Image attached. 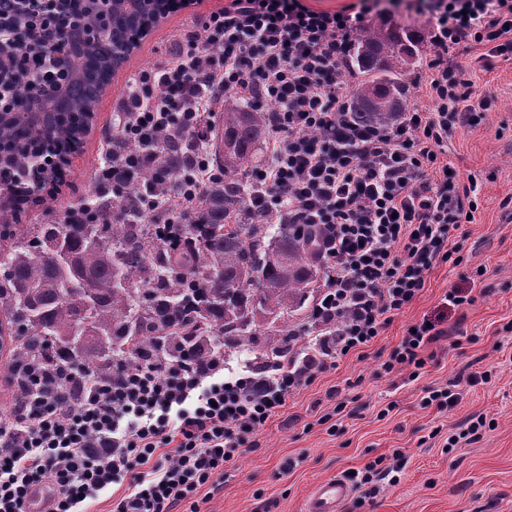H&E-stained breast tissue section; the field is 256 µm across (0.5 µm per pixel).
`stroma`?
I'll return each instance as SVG.
<instances>
[{
  "label": "stroma",
  "mask_w": 512,
  "mask_h": 512,
  "mask_svg": "<svg viewBox=\"0 0 512 512\" xmlns=\"http://www.w3.org/2000/svg\"><path fill=\"white\" fill-rule=\"evenodd\" d=\"M223 5L202 0L178 8L142 42L96 104L81 156L58 189L22 207L20 224L56 223L74 203L97 198V171L117 132L127 81L156 64L196 17ZM467 76L494 104L484 121L448 142L449 162L478 186L474 219L458 230L462 263L436 266L418 298L363 354L348 355L291 394L259 435L258 448L217 476L201 512H303L317 482L396 450L404 455L397 482L379 483L368 500L355 493L344 512H512V59H495L489 71L472 67ZM480 266L486 273L479 277ZM453 287L468 290L471 303L442 308ZM426 316L438 318L441 334L426 347L419 378L386 371L406 328ZM487 370L491 382L469 384L471 375ZM448 386L459 395L453 409L423 407L427 388ZM474 415L488 422L481 438L448 448L449 436Z\"/></svg>",
  "instance_id": "obj_1"
}]
</instances>
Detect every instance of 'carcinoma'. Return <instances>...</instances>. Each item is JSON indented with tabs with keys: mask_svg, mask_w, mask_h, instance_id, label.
<instances>
[{
	"mask_svg": "<svg viewBox=\"0 0 512 512\" xmlns=\"http://www.w3.org/2000/svg\"><path fill=\"white\" fill-rule=\"evenodd\" d=\"M419 36L392 28L367 29L353 48L350 66L365 75L354 97L369 105L354 113L359 124L388 125L395 95L406 91L398 78L406 64H419ZM52 46L21 44L11 94L15 105L29 99V72L39 84L71 91L72 112L90 106L77 93L84 74L107 66L98 52L76 70L59 71L44 63L63 52ZM224 155L214 156L224 178L209 187L200 218L185 225L190 244L172 252L157 243L155 224H135L122 216L83 224L67 220L21 231L14 224L19 204L30 198L35 158L48 147L73 139L68 115L52 137L23 125L0 126V141L13 147V178L0 200V352L23 365L51 352L57 362L76 360L106 373L112 360L132 358L141 348L157 350L173 332L183 334L184 350H220L266 329L264 359L283 358L281 337L290 335L284 316L302 307L318 287L322 266L312 232L299 224H227L229 212L245 208L242 178L256 157L266 113L224 106Z\"/></svg>",
	"mask_w": 512,
	"mask_h": 512,
	"instance_id": "cac0c4a2",
	"label": "carcinoma"
}]
</instances>
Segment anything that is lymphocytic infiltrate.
<instances>
[{
	"label": "lymphocytic infiltrate",
	"instance_id": "1",
	"mask_svg": "<svg viewBox=\"0 0 512 512\" xmlns=\"http://www.w3.org/2000/svg\"><path fill=\"white\" fill-rule=\"evenodd\" d=\"M404 11L429 24L432 50L414 77L428 103L400 102L387 126L357 124L345 61L371 18ZM202 28L180 34L165 60L129 80L99 173L117 191L139 168L154 170V181L135 199L79 204L68 216L191 222L223 176L208 147L215 112L231 99L259 107L268 114L264 161L243 183L246 207L267 224L316 230L327 271L313 309L320 333L288 364L229 379L220 350L197 362L178 349H140L135 365L117 359L107 375L74 362L11 367L0 512H31L43 486L47 512H80L123 476L112 512H200V490L253 447L289 394L369 347L436 265L461 262L455 232L477 184L452 168L448 141L479 124L493 101L458 55L476 53L487 71L494 58L512 57V0H350L334 12L304 0H227ZM128 143L140 153H127ZM175 145L188 157L173 179L164 153ZM438 335L423 320L408 326L387 370L418 377L421 352Z\"/></svg>",
	"mask_w": 512,
	"mask_h": 512
}]
</instances>
